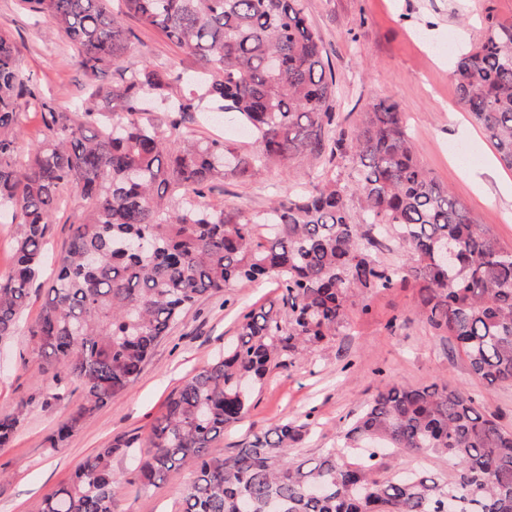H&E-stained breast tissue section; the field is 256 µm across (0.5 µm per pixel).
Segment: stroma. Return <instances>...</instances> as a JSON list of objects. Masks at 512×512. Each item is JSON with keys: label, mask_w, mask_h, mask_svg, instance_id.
<instances>
[{"label": "stroma", "mask_w": 512, "mask_h": 512, "mask_svg": "<svg viewBox=\"0 0 512 512\" xmlns=\"http://www.w3.org/2000/svg\"><path fill=\"white\" fill-rule=\"evenodd\" d=\"M303 5L336 73L339 123L353 127L372 104L397 103L420 163L466 205L476 223L512 248V170L500 164L495 148L458 106L453 73L459 54L482 38L486 10L512 23V0H303ZM124 22L133 34L131 61L165 60L187 74L199 70L194 56L158 30L132 16ZM0 29L12 37L19 65L37 75L40 93L72 109L86 77L67 40L22 10L19 0H0ZM183 131L229 139L244 152L251 148L243 130L224 125L212 112L194 113ZM317 171V162L298 158L246 181L230 176L206 201L256 214L310 188ZM86 206L79 194L65 195L22 328L0 343V416L21 417L13 441L0 447V512H40L44 496L69 482L99 448L121 436H146L169 395L236 335L242 312L279 300L272 283H236L202 298L157 343L139 378L119 398L86 415L67 440L52 443L82 392L73 379L46 372L30 330L52 282L54 258ZM418 300L412 285L365 297L368 313L353 310L348 327L327 348L268 375L247 418L225 432V453L288 419L310 424L293 450L295 458L317 457L336 447L354 417L389 383L422 387L448 381L474 394L485 413L512 429V387H490L475 378L453 341L435 335L417 316ZM136 467L133 454L112 459L121 477L113 487L117 512H179L191 467L146 492Z\"/></svg>", "instance_id": "obj_1"}]
</instances>
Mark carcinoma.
Returning <instances> with one entry per match:
<instances>
[{
    "label": "carcinoma",
    "mask_w": 512,
    "mask_h": 512,
    "mask_svg": "<svg viewBox=\"0 0 512 512\" xmlns=\"http://www.w3.org/2000/svg\"><path fill=\"white\" fill-rule=\"evenodd\" d=\"M21 0L48 16L88 77L72 110L37 89L0 31V223L18 227L0 278V341L19 331L58 200L77 192L87 208L57 257V272L31 330L47 369L64 370L84 399L57 429L70 437L89 413L118 398L154 346L204 296L271 278L282 305L245 312L210 365L184 380L149 433L118 438L87 458L41 512H115L112 457L146 451L143 489L194 467L180 512H512V431L448 383L386 385L358 414L343 447L305 461L288 456L310 423L285 420L230 455L224 430L250 412L267 374L330 343L355 298L415 283L419 315L449 336L470 372L512 387V249L475 223L467 207L417 160L399 105L379 102L350 132L336 121V74L302 0ZM136 17L186 48L197 78L171 66L132 63L122 16ZM479 43L457 61L458 104L512 168V23L492 11ZM112 81L105 82L107 74ZM208 100L254 135L252 149L178 134ZM47 133L21 158L19 101ZM296 157L343 164L311 189L252 216L211 206L204 193L227 176L250 178ZM394 239L406 262H384ZM455 247L454 268L437 264ZM20 416L0 418V447ZM381 441L395 455L447 454L442 481L385 476L346 448Z\"/></svg>",
    "instance_id": "carcinoma-1"
}]
</instances>
